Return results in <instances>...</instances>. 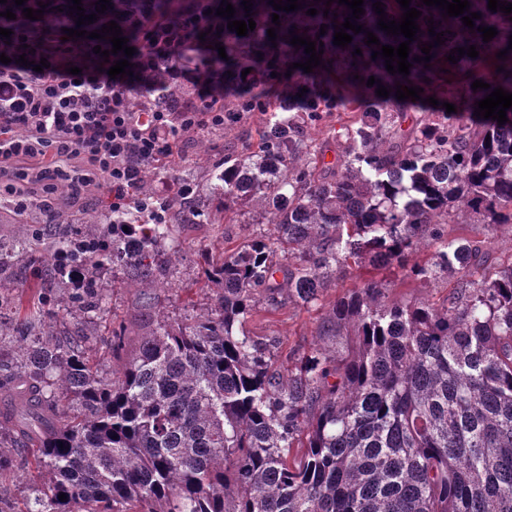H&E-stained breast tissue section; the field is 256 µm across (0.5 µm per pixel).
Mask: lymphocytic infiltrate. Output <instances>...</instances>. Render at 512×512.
I'll use <instances>...</instances> for the list:
<instances>
[{"mask_svg":"<svg viewBox=\"0 0 512 512\" xmlns=\"http://www.w3.org/2000/svg\"><path fill=\"white\" fill-rule=\"evenodd\" d=\"M174 26L156 22L143 28L136 67L153 72L169 66L171 83L182 84L190 71L183 49L193 32L207 26L206 0ZM27 64L0 63V172L23 159L43 162L40 180L64 181L71 160L87 161L91 174L103 177L113 214L130 209L133 191L147 164L164 154L181 133L224 123L223 110L201 98L191 111L138 112L120 80L110 78L102 56L92 47L73 52L53 39L17 38ZM48 66L34 71V62ZM79 74H70V67Z\"/></svg>","mask_w":512,"mask_h":512,"instance_id":"obj_1","label":"lymphocytic infiltrate"}]
</instances>
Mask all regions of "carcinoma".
<instances>
[{
    "mask_svg": "<svg viewBox=\"0 0 512 512\" xmlns=\"http://www.w3.org/2000/svg\"><path fill=\"white\" fill-rule=\"evenodd\" d=\"M377 1L386 19H401L396 0H364L357 23L397 47L406 38L380 30ZM41 2L42 19L24 17L22 8ZM251 2L256 27L247 35L215 15L205 40L196 33L187 48L203 55L224 126L235 124V114L270 113L257 148L208 164L207 183L185 199L157 202L146 177L134 196L162 212L158 221L133 209L123 226L102 211L73 235L69 218L53 211L45 223L54 234L38 246L49 287L79 280L99 307V272L109 264L135 288L164 287L159 256L174 224H222L248 208L273 232L211 259L213 304L180 321L161 314L116 376L104 377L51 324L38 333L34 320L21 324L20 360L0 359V386L17 385L0 408V476L11 465L8 442L36 448L40 483L26 512H512V261L494 260L485 240L448 239L438 228L474 216L512 225V108L502 125L474 114L493 89L512 93V17L490 11L488 0H469L465 15L482 14L474 27L497 28L486 43L461 17L412 0L422 11L420 32L410 44L413 67L402 75L389 73L384 57L371 59L377 45H366L364 32L348 29L352 42L333 44L334 26L352 16L344 5L298 0L303 8L286 12L269 0ZM111 3L79 26L70 0L21 7L7 0L0 13L16 19L0 16V28L41 37L114 21L139 51L143 22L176 23L192 0ZM312 7L314 16L306 14ZM430 18L447 41L431 49L430 62H416L433 41ZM292 30L323 42L311 73L286 75L309 58L290 44ZM471 45L478 57L446 59ZM505 49L507 58L498 59ZM372 76L378 83L369 87ZM476 80L490 88L472 90ZM131 83L154 93L138 103L142 110L190 109L187 89L163 71L148 79L135 73ZM398 83L423 89L420 99H397ZM381 85L390 89L386 98L376 94ZM429 96L439 107L425 103ZM445 102L456 111L446 112ZM320 112L352 114L330 161L307 137ZM410 112L418 116L405 128ZM30 249L29 238L0 247V270ZM394 265L407 278L446 274L455 285L440 304L390 303L387 285L371 273ZM354 268L370 277L337 298L316 331L348 337L345 350L319 342L294 372L280 375L270 345L242 331L257 291L316 305ZM296 443L304 453L292 459Z\"/></svg>",
    "mask_w": 512,
    "mask_h": 512,
    "instance_id": "1",
    "label": "carcinoma"
}]
</instances>
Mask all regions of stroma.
<instances>
[{
  "instance_id": "stroma-1",
  "label": "stroma",
  "mask_w": 512,
  "mask_h": 512,
  "mask_svg": "<svg viewBox=\"0 0 512 512\" xmlns=\"http://www.w3.org/2000/svg\"><path fill=\"white\" fill-rule=\"evenodd\" d=\"M265 117L255 113L244 116L233 127L204 128L180 139L172 156L166 158L165 167L152 180L154 192L172 196L182 187L185 179L205 180V159L223 160L224 156L240 152L245 146L256 144ZM5 182L16 183L32 200L28 209L20 211L9 195H0V234L20 235L22 230H36L43 226V213L39 203L43 198V184L37 180L15 181L5 174ZM54 207L65 211L73 225H80L91 209H106L110 198L103 181L81 187L78 193L53 194ZM264 224H181L175 227L176 250L164 273L165 287L150 292L127 285L122 271L104 268L102 279L111 288L101 309L87 311L76 304L62 305L57 291L41 288L42 265L39 254H32L27 265L14 268L10 273L11 286L0 304V347L15 349L13 335L16 326L27 314L56 324L57 328L79 330L85 353L98 362L104 373L119 370L134 355L142 336L154 328L159 313L180 319L186 314L208 307L210 294L204 289L207 269L206 253L221 246L231 252L240 248L257 233L267 232ZM445 236L478 238L487 241L493 256L500 261L512 258V227L488 224H446ZM388 288L389 300L409 302L422 300L441 302L452 285L447 277L434 281L403 280L398 270L379 272ZM359 278L348 275L332 281L315 306H302L292 302L276 305L259 300L252 315L244 324L247 336L269 343L273 354V367L280 374L294 371L299 358L316 343V329L320 309L358 287ZM122 336L120 351L112 349L113 333ZM15 466L0 477V497L9 501L16 512H23L30 499L33 486L27 479L35 466L34 451L18 448L13 452Z\"/></svg>"
}]
</instances>
